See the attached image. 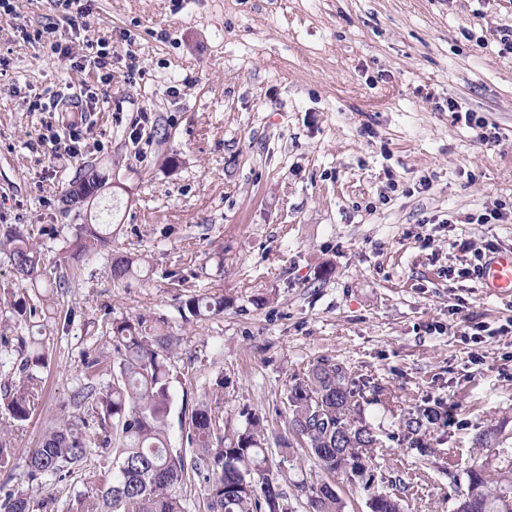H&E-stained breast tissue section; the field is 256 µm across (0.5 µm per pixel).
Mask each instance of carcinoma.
Wrapping results in <instances>:
<instances>
[{
	"mask_svg": "<svg viewBox=\"0 0 512 512\" xmlns=\"http://www.w3.org/2000/svg\"><path fill=\"white\" fill-rule=\"evenodd\" d=\"M109 174L84 162L69 181L62 202L89 219L70 224L69 260L56 271L54 287H72L79 264L105 260L112 280L124 281L137 272L138 259L112 251L110 227L118 207L100 208ZM0 254L10 264L14 286L0 325L13 333L0 349V368L9 367V379L0 386V407L12 419L24 422L42 402L48 355L42 339L27 334L32 320L47 316L51 296L41 288L40 245L26 224L0 231ZM222 296L189 297L181 315L204 319L224 312ZM112 357L83 362L81 382L71 398L78 410L46 430L25 460L29 480L50 478L70 481L91 452L112 457V465L81 473L85 492L76 503L54 496L37 503L47 512H187V488L200 482L206 495V512H290L279 483V470L264 447L260 419L249 415L245 425L224 432V381L204 390L188 414V448L174 449L167 417L173 401L169 360L179 338L162 326L149 329L141 318L112 321ZM111 379L106 380L104 376ZM360 392L344 367L323 359L312 366L306 379L285 392L288 429L292 441L278 449L289 456L298 449L326 478L301 479L296 488L306 495L312 512H344L335 478L362 482L370 492V512H401L399 498L373 490L367 477L368 449L378 439L359 416ZM438 419L429 405L416 408L402 419L407 434L417 435ZM500 430L487 428L475 439L478 459L466 471V489L457 495L453 512H512V448L502 447ZM17 459L0 438V472L11 473ZM0 512H30L31 498L20 489L3 490Z\"/></svg>",
	"mask_w": 512,
	"mask_h": 512,
	"instance_id": "obj_1",
	"label": "carcinoma"
}]
</instances>
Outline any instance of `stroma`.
I'll use <instances>...</instances> for the list:
<instances>
[{
	"label": "stroma",
	"instance_id": "1",
	"mask_svg": "<svg viewBox=\"0 0 512 512\" xmlns=\"http://www.w3.org/2000/svg\"><path fill=\"white\" fill-rule=\"evenodd\" d=\"M13 5L0 17V225H32L52 282L76 221L61 190L94 159L122 185L104 190L122 206L113 249L146 258L119 283L103 261L85 264L58 296L69 330L34 327L50 336L43 404L21 423L0 409L17 460L72 413L84 359L113 352V319L163 317L181 338L173 447L185 405L218 379L226 427L254 413L286 441L287 386L329 358L377 435L375 488L392 479L405 512H448L476 435L503 429L512 448V295L455 275L462 243L512 250V54L499 43L512 0H97L83 52L110 35L116 54L77 156L37 143L68 113L27 103L81 78L38 35L35 0ZM452 101L494 124L497 142L456 121ZM143 108L153 129L138 141ZM490 210L503 221L473 223ZM201 294L224 296L223 314L181 318ZM427 403L452 406L453 421L416 449L400 420Z\"/></svg>",
	"mask_w": 512,
	"mask_h": 512
}]
</instances>
